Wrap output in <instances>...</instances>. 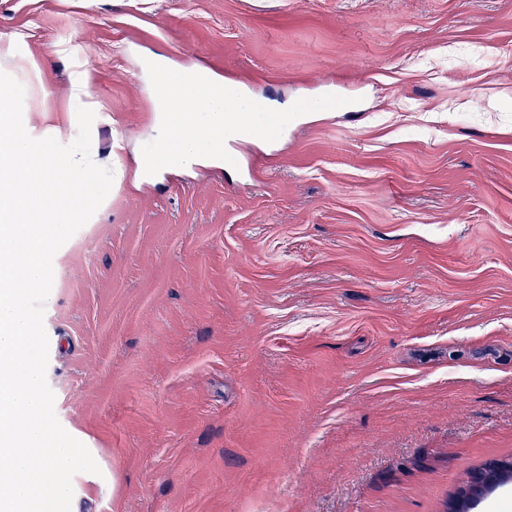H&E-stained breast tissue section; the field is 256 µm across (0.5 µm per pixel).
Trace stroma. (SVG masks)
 I'll use <instances>...</instances> for the list:
<instances>
[{"instance_id": "obj_1", "label": "stroma", "mask_w": 512, "mask_h": 512, "mask_svg": "<svg viewBox=\"0 0 512 512\" xmlns=\"http://www.w3.org/2000/svg\"><path fill=\"white\" fill-rule=\"evenodd\" d=\"M158 55L351 103L149 176ZM0 71L64 144L88 73L113 172L45 306L71 512H446L512 460V0H0Z\"/></svg>"}]
</instances>
